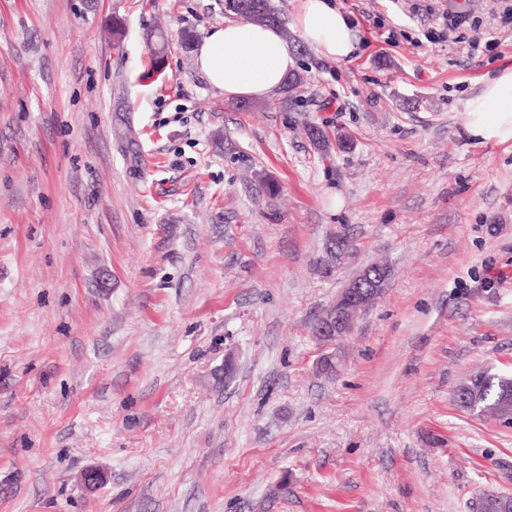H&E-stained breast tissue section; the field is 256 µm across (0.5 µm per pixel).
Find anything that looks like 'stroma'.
<instances>
[{"mask_svg":"<svg viewBox=\"0 0 512 512\" xmlns=\"http://www.w3.org/2000/svg\"><path fill=\"white\" fill-rule=\"evenodd\" d=\"M334 2L355 53L242 104L180 46L225 0H0V512L512 494V425L454 400L512 374V138L464 114L512 70V0ZM370 263L389 287L320 376L313 323Z\"/></svg>","mask_w":512,"mask_h":512,"instance_id":"35a3bbf8","label":"stroma"}]
</instances>
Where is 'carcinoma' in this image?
<instances>
[{
	"label": "carcinoma",
	"instance_id": "obj_1",
	"mask_svg": "<svg viewBox=\"0 0 512 512\" xmlns=\"http://www.w3.org/2000/svg\"><path fill=\"white\" fill-rule=\"evenodd\" d=\"M250 7L230 8L240 17L256 24H272L282 29L284 36L291 40L294 35L288 30L281 17L280 10L273 0H249ZM148 47L156 48L153 56L156 63H161L167 45V35L160 29H151L146 33ZM454 398L458 406L473 414L491 412L497 417L505 418L512 414V375H500L482 371L475 373V378L456 388Z\"/></svg>",
	"mask_w": 512,
	"mask_h": 512
}]
</instances>
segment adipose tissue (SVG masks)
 I'll use <instances>...</instances> for the list:
<instances>
[{
    "label": "adipose tissue",
    "mask_w": 512,
    "mask_h": 512,
    "mask_svg": "<svg viewBox=\"0 0 512 512\" xmlns=\"http://www.w3.org/2000/svg\"><path fill=\"white\" fill-rule=\"evenodd\" d=\"M293 26L322 55L341 61L355 49L350 20L332 0H301ZM197 69L230 101L260 100L280 89L295 69V48L280 29L245 20L213 28L194 48ZM470 133L512 137V70L489 81L465 104Z\"/></svg>",
    "instance_id": "adipose-tissue-1"
}]
</instances>
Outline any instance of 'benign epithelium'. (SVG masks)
<instances>
[{
	"mask_svg": "<svg viewBox=\"0 0 512 512\" xmlns=\"http://www.w3.org/2000/svg\"><path fill=\"white\" fill-rule=\"evenodd\" d=\"M390 270H379L367 265L359 270L348 282L344 295L318 317L313 336L322 348L316 368L319 374H336L341 363V352L336 343L348 335L358 313L373 307L388 287ZM104 482L103 473L97 468H88L81 475L85 490L93 492Z\"/></svg>",
	"mask_w": 512,
	"mask_h": 512,
	"instance_id": "benign-epithelium-1",
	"label": "benign epithelium"
}]
</instances>
